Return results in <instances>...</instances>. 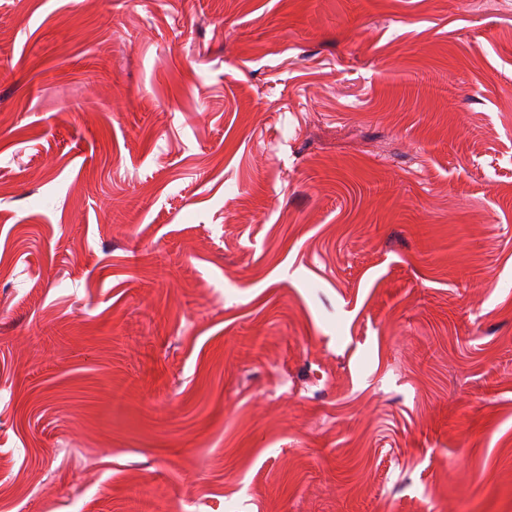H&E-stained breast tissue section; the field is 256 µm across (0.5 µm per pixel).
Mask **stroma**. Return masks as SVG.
I'll use <instances>...</instances> for the list:
<instances>
[{"label":"stroma","instance_id":"1","mask_svg":"<svg viewBox=\"0 0 512 512\" xmlns=\"http://www.w3.org/2000/svg\"><path fill=\"white\" fill-rule=\"evenodd\" d=\"M0 33V512H512V0Z\"/></svg>","mask_w":512,"mask_h":512}]
</instances>
